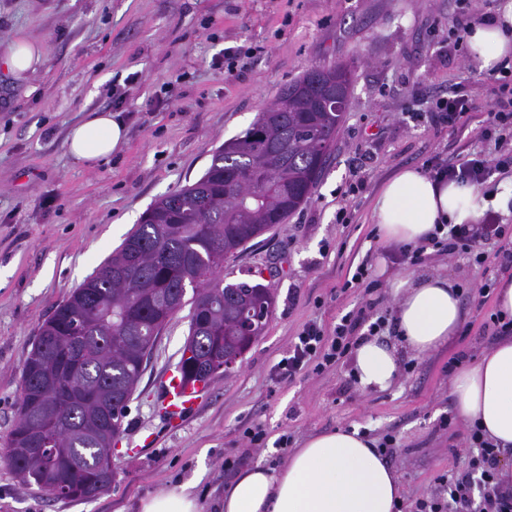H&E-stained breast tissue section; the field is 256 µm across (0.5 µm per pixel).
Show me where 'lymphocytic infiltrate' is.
<instances>
[{
  "label": "lymphocytic infiltrate",
  "instance_id": "f902f5d3",
  "mask_svg": "<svg viewBox=\"0 0 512 512\" xmlns=\"http://www.w3.org/2000/svg\"><path fill=\"white\" fill-rule=\"evenodd\" d=\"M489 95L478 105L469 84L458 82L448 94L432 99L426 115L431 123L465 132L473 112H481L477 131L493 145L492 152L468 158L448 160L433 156L422 167L430 179H445L487 186L491 178L512 175V71L489 77ZM497 245L495 254L501 267L512 266V226L503 224L497 212L487 211L475 224H452L436 228L425 244L406 246L395 256V263H415L425 253L446 260L469 255L475 265L486 267L483 244ZM347 287L363 288L365 304L343 315L333 328L308 322L297 335L288 353L273 367L278 379H291L303 371L319 375L336 366L359 340L360 329L377 335L385 326V317L374 310L384 301L382 286L373 279L367 264H359ZM466 443L472 451L463 471L438 476L435 492L416 499L411 512H512V476L500 465V449L483 437L479 426L468 427Z\"/></svg>",
  "mask_w": 512,
  "mask_h": 512
}]
</instances>
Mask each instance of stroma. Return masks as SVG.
Segmentation results:
<instances>
[{"mask_svg":"<svg viewBox=\"0 0 512 512\" xmlns=\"http://www.w3.org/2000/svg\"><path fill=\"white\" fill-rule=\"evenodd\" d=\"M456 0H0V49L17 35L42 44L44 61L26 80L0 72V512H135L142 497L190 484L203 512H218L243 426L267 432L243 469L274 466L309 436L357 428L392 434L390 466L403 499L434 489L437 476L466 468V420L451 391L448 361L474 365L497 342L486 326L494 298L467 291L481 268L457 258L391 260L373 222L382 184L434 152L454 159L487 153L477 133L452 134L421 120L431 96L468 81L485 100L486 74L467 50L433 33L456 27ZM255 48L247 69L225 78L217 55ZM350 67L344 122L312 196L286 223L250 243L226 268L233 280L271 285L276 310L231 374L216 376L196 409L171 424L159 400L165 371L188 337L179 311L157 341L128 403L112 455L111 488L91 501L55 499L24 484L3 455L16 420L19 373L39 325L135 229L156 199L198 180L213 151L245 130L278 92L313 67ZM95 110L127 128L108 163L79 166L67 133ZM367 183L352 223L336 221L351 169ZM367 261L384 290L399 279L450 275L462 286V326L448 346L405 352L384 391L365 390L351 364L316 377L279 380L272 367L309 321L329 325L361 307L363 289H344L350 265ZM450 417L453 429L439 428Z\"/></svg>","mask_w":512,"mask_h":512,"instance_id":"35a3bbf8","label":"stroma"}]
</instances>
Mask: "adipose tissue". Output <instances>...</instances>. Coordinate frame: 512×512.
I'll use <instances>...</instances> for the list:
<instances>
[{
	"mask_svg": "<svg viewBox=\"0 0 512 512\" xmlns=\"http://www.w3.org/2000/svg\"><path fill=\"white\" fill-rule=\"evenodd\" d=\"M469 49L480 69L488 71L512 61V0L494 17L473 25ZM42 48L19 36L0 52V63L17 80L39 63ZM126 139L124 123L115 114L89 112L66 137L75 162L94 166L107 162ZM512 204V179L487 198L469 184L433 182L414 168L400 170L381 187L373 219L389 243H421L436 225L473 224L487 207ZM399 299L396 328L399 346L370 338L353 355V368L366 389L384 391L397 380L400 350L420 356L438 350L456 336L462 323L455 279L444 275L409 277L396 282ZM461 415L478 423L498 448L512 447V338L498 342L452 381ZM400 482L371 439L358 431L335 430L310 437L286 466H257L239 473L224 489L222 512H395ZM138 512H202L190 485L179 484L142 498Z\"/></svg>",
	"mask_w": 512,
	"mask_h": 512,
	"instance_id": "1",
	"label": "adipose tissue"
}]
</instances>
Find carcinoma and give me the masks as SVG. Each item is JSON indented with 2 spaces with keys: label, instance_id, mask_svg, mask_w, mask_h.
<instances>
[{
  "label": "carcinoma",
  "instance_id": "1",
  "mask_svg": "<svg viewBox=\"0 0 512 512\" xmlns=\"http://www.w3.org/2000/svg\"><path fill=\"white\" fill-rule=\"evenodd\" d=\"M352 71L312 68L288 84L239 135L215 149L194 183L160 197L84 282L39 327L20 373L5 456L20 480L57 496L55 473L72 472L63 499L102 494L110 452L154 343L190 306L178 365L211 381L213 358L243 353L262 336L276 294L224 278V263L283 224L320 181L346 112ZM191 298H186L187 290ZM52 426L55 460L26 456L33 431Z\"/></svg>",
  "mask_w": 512,
  "mask_h": 512
}]
</instances>
